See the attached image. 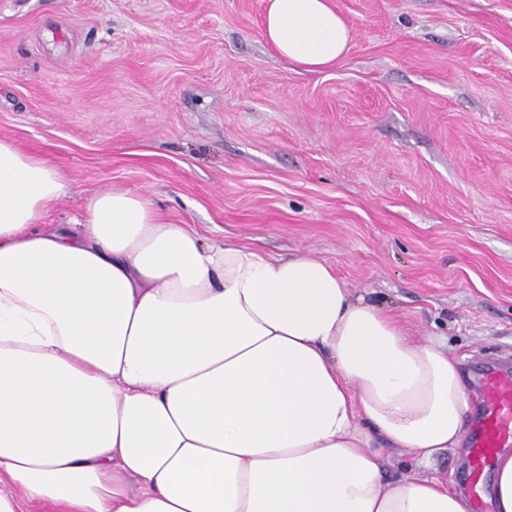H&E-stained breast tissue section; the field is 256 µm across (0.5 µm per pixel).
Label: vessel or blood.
Segmentation results:
<instances>
[{
	"label": "vessel or blood",
	"mask_w": 512,
	"mask_h": 512,
	"mask_svg": "<svg viewBox=\"0 0 512 512\" xmlns=\"http://www.w3.org/2000/svg\"><path fill=\"white\" fill-rule=\"evenodd\" d=\"M479 395L484 409L469 436L471 477L480 482L483 468L498 449L512 447V369L484 372Z\"/></svg>",
	"instance_id": "1"
}]
</instances>
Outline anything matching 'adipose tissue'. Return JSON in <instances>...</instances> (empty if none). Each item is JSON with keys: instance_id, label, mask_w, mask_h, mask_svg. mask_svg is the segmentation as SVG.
<instances>
[{"instance_id": "obj_1", "label": "adipose tissue", "mask_w": 512, "mask_h": 512, "mask_svg": "<svg viewBox=\"0 0 512 512\" xmlns=\"http://www.w3.org/2000/svg\"><path fill=\"white\" fill-rule=\"evenodd\" d=\"M308 72L345 55L332 0H266ZM46 157L0 138V512H472L406 471L459 447L460 364L324 261L203 239L127 190L67 227ZM489 500L512 512V452Z\"/></svg>"}]
</instances>
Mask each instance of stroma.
<instances>
[{
  "label": "stroma",
  "mask_w": 512,
  "mask_h": 512,
  "mask_svg": "<svg viewBox=\"0 0 512 512\" xmlns=\"http://www.w3.org/2000/svg\"><path fill=\"white\" fill-rule=\"evenodd\" d=\"M265 0H0V137L48 156L67 223L97 191L278 257L512 366V0H333L351 39L309 73L264 41ZM469 448L424 474L475 494Z\"/></svg>",
  "instance_id": "obj_1"
}]
</instances>
